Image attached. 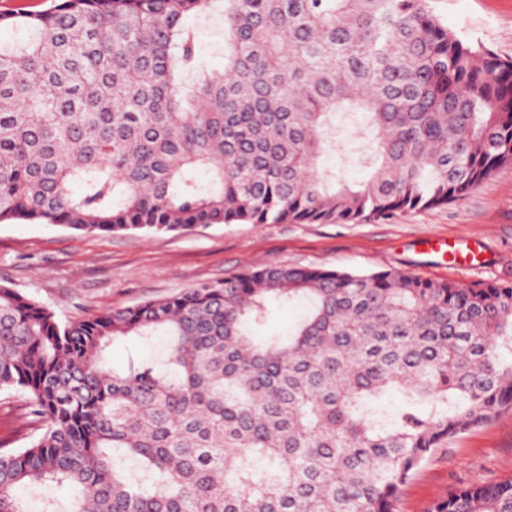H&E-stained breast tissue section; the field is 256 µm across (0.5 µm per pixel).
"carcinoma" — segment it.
I'll return each mask as SVG.
<instances>
[{"instance_id": "obj_1", "label": "carcinoma", "mask_w": 512, "mask_h": 512, "mask_svg": "<svg viewBox=\"0 0 512 512\" xmlns=\"http://www.w3.org/2000/svg\"><path fill=\"white\" fill-rule=\"evenodd\" d=\"M214 17L222 69L198 46ZM0 27L1 223L358 224L512 164V59L429 0H56ZM342 111L371 173L334 185L316 162ZM294 302L288 335L255 334ZM156 336L163 356L107 364ZM0 392L42 430L0 448V512L45 485L72 495L40 512H397L432 454L512 407V283L269 265L66 324L0 285ZM432 512H512V479Z\"/></svg>"}]
</instances>
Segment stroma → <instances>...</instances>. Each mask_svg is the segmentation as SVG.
Returning <instances> with one entry per match:
<instances>
[{
	"mask_svg": "<svg viewBox=\"0 0 512 512\" xmlns=\"http://www.w3.org/2000/svg\"><path fill=\"white\" fill-rule=\"evenodd\" d=\"M448 29L512 59V0H431ZM338 146L318 160L321 171L354 183L370 170L356 124L336 117ZM444 236L460 252L426 249ZM353 272L393 269L463 286L512 283V165L496 170L470 195L448 206L360 224H213L189 232L112 235L62 225L0 223V285L16 289L68 323L162 299L262 265ZM18 394L0 393V442L24 447L33 435ZM512 478V408L438 449L406 484L399 512H430L468 484Z\"/></svg>",
	"mask_w": 512,
	"mask_h": 512,
	"instance_id": "1",
	"label": "stroma"
}]
</instances>
